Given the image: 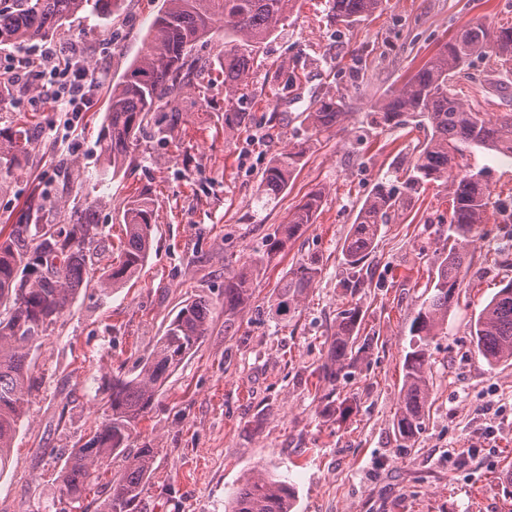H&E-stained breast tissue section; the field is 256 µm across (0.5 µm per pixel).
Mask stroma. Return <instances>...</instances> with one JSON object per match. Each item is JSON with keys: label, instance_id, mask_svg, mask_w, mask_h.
Listing matches in <instances>:
<instances>
[{"label": "stroma", "instance_id": "1", "mask_svg": "<svg viewBox=\"0 0 512 512\" xmlns=\"http://www.w3.org/2000/svg\"><path fill=\"white\" fill-rule=\"evenodd\" d=\"M161 3L123 0L109 23L80 14L53 35L94 63L99 87L88 112L65 121L33 78L0 104V128L26 114L51 116L32 128L21 171L0 190V225L15 223L36 188L65 200L47 216L55 224L93 205L103 266L123 236L131 197L147 190L156 199L154 246L138 277L107 292L81 290L31 353L39 389L0 474V512H69L58 473L106 411L93 377L131 369L190 297L210 301L212 327L129 440L130 448L158 451L136 512H224L241 480L258 473L288 477L294 512H512V362L488 365L469 336L485 303L512 282V243L498 215L468 247L466 291L446 333L431 343L425 424L408 448L393 427L402 362L433 258L447 246L435 229L448 221V185H430L381 225L358 292L345 287L342 256L364 200L424 138L377 124L371 103L399 89L465 26L512 27V0H384L351 25L334 23L326 0H296L257 56L247 132L225 137L224 85L200 83L180 138L142 142L133 167L99 182L97 138L109 90L139 54ZM497 74L492 59L472 58L460 99L482 100ZM337 94L350 102L341 129L313 134L305 113ZM287 144L303 146V160L287 190L259 204L261 173ZM470 162L483 169L493 197L512 195V157L484 151ZM314 191L323 196L315 224L261 266L252 297L225 329V276L262 256L267 239ZM310 258L320 276L297 316L277 319L271 306L285 272ZM351 304L363 312L359 339L368 348L329 405L315 370L337 312Z\"/></svg>", "mask_w": 512, "mask_h": 512}]
</instances>
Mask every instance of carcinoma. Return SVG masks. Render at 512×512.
Segmentation results:
<instances>
[{
    "instance_id": "carcinoma-1",
    "label": "carcinoma",
    "mask_w": 512,
    "mask_h": 512,
    "mask_svg": "<svg viewBox=\"0 0 512 512\" xmlns=\"http://www.w3.org/2000/svg\"><path fill=\"white\" fill-rule=\"evenodd\" d=\"M292 0H163L143 42L142 54L112 86L99 136L102 166L97 178H115L133 161L138 135L148 126L161 141L174 139L180 123L179 101L194 80L213 72L224 81V134L233 136L250 123L244 103L260 44L273 36L288 17ZM338 24L360 21L379 10L382 0H327ZM121 0H0V46L47 38L78 13L105 20L120 10ZM224 30V53L216 58L199 53L198 45L215 25ZM495 58L503 74H512V28L489 30L476 23L462 30L434 53L392 94L376 100L372 111L387 127L411 119L427 129L410 163L395 170L393 182L381 183L363 202L354 228L342 246L352 271L347 287L361 288L359 268L373 249L379 227L418 197L426 187L443 181L452 190L448 228L436 232L453 237L448 251L439 252L434 277L410 325L412 344L403 363V384L394 431L406 444L422 430L431 386L432 339L447 328L448 313L459 303V290L470 268L467 246L474 241L488 210L499 211L483 171L473 170L467 155L474 149L512 154V112L494 119L458 97L455 79L473 57ZM343 96L317 102L306 120L314 133L339 129L347 115ZM30 129L0 128V186L14 176L28 152ZM305 149L277 152L267 162L256 187L257 201L288 189ZM54 206L40 193L29 197L9 233L0 227V474L8 466L17 428L35 389L30 355L53 324L69 309L81 288L97 280L102 288H121L131 281L152 248L155 200L142 191L125 211V238L116 261L96 269L90 246L101 228L89 206L69 224H49L45 212ZM322 194L310 193L270 238L259 262L282 253L315 223ZM257 266L239 268L224 278V328L253 293ZM321 273L315 260L298 263L283 276L273 304L284 318L295 316L302 298ZM362 311L354 304L336 314L326 357L315 373L329 393L347 376L357 358ZM212 307L201 297L187 299L158 337L149 356L133 374H116L98 390L107 393L108 413L93 435L71 449L60 470L66 496L83 502L101 480L109 461L120 463L112 477L103 512H135L150 479L156 451L128 452V442L149 413L167 379L193 354L208 334ZM475 352L488 364L512 360V283L501 288L471 326ZM294 492L286 476H250L231 493L228 512H292Z\"/></svg>"
}]
</instances>
